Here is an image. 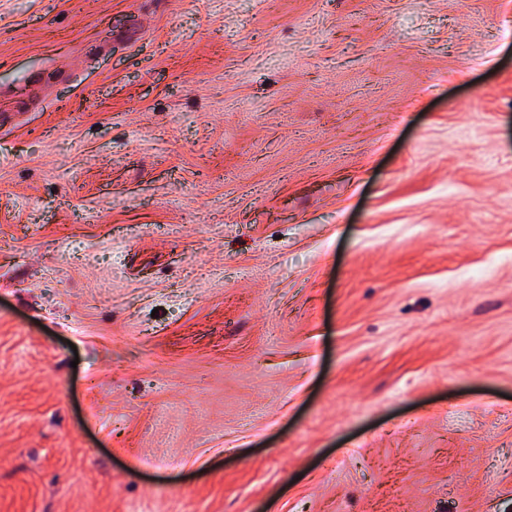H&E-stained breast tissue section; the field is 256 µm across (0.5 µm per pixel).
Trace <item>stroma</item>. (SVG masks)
I'll use <instances>...</instances> for the list:
<instances>
[{"instance_id":"stroma-1","label":"stroma","mask_w":512,"mask_h":512,"mask_svg":"<svg viewBox=\"0 0 512 512\" xmlns=\"http://www.w3.org/2000/svg\"><path fill=\"white\" fill-rule=\"evenodd\" d=\"M0 512H512V0H0Z\"/></svg>"}]
</instances>
